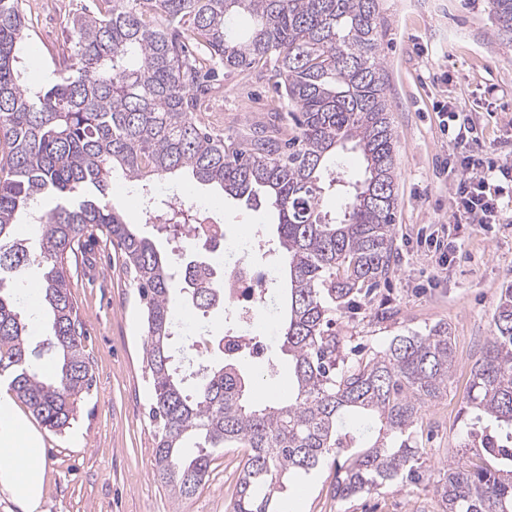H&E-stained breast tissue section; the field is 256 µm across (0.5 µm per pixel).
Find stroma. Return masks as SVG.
Returning <instances> with one entry per match:
<instances>
[{"instance_id": "obj_1", "label": "stroma", "mask_w": 512, "mask_h": 512, "mask_svg": "<svg viewBox=\"0 0 512 512\" xmlns=\"http://www.w3.org/2000/svg\"><path fill=\"white\" fill-rule=\"evenodd\" d=\"M90 0H24L30 27L26 52L48 68L70 39L74 17ZM380 55L396 135L398 209L396 251L388 279L355 309L337 314L345 347L380 349L395 335L427 332L447 324L456 363L448 393L423 408L417 426L425 478L390 484L360 497L334 494L336 466L289 483L288 512H440L435 487L448 461L474 460L463 448L480 422L467 403L471 368L493 331L503 288L512 285V223L452 221V176L443 105L461 103L475 143L497 162L512 164V41L500 34L490 0H381ZM274 63L221 75V90L206 100L214 131L240 135L272 125ZM169 192L209 207L233 239L260 237L263 249L247 260L280 266L276 218L263 203L218 197L215 189L166 178ZM448 245L440 255L436 242ZM70 292L83 330L92 387L70 428L38 426L43 442L46 495L42 512H231L240 457L225 451L205 485L178 498L161 482L153 461L155 425L149 415L151 379L145 369L143 307L130 284L117 245L102 240L68 262ZM181 326L175 346L196 328L235 334L234 315L223 309L201 314L175 304ZM263 355L241 356L240 371L261 402L288 394V358L277 333L265 335Z\"/></svg>"}]
</instances>
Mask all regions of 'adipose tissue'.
<instances>
[{
    "label": "adipose tissue",
    "instance_id": "adipose-tissue-1",
    "mask_svg": "<svg viewBox=\"0 0 512 512\" xmlns=\"http://www.w3.org/2000/svg\"><path fill=\"white\" fill-rule=\"evenodd\" d=\"M45 488V468L40 436L0 397V493L22 506L40 512Z\"/></svg>",
    "mask_w": 512,
    "mask_h": 512
}]
</instances>
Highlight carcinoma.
I'll return each instance as SVG.
<instances>
[{
    "label": "carcinoma",
    "mask_w": 512,
    "mask_h": 512,
    "mask_svg": "<svg viewBox=\"0 0 512 512\" xmlns=\"http://www.w3.org/2000/svg\"><path fill=\"white\" fill-rule=\"evenodd\" d=\"M491 4L512 35V0ZM240 13L253 26L234 37L228 18ZM379 28L380 0H99L73 20L45 89L23 80V0H0V378L46 428L70 427L91 388L67 259L97 228L120 246L145 301L154 466L175 496L196 494L224 448L242 451L232 512H275L291 476L311 474L330 454L341 500L423 479L414 427L447 392L456 362L448 325L396 335L357 359L336 335V312L388 277L395 250V131ZM272 58L278 91L296 108L288 149L257 132L245 141L209 132L196 113L207 73ZM348 144L365 178L345 190L336 216L322 205L336 183L326 162ZM117 169L143 186L186 170L232 198L264 196L288 283L279 326L288 397L254 404L233 363L178 353L175 296L205 313L219 304L216 288L204 274L178 272L116 210ZM45 195L56 205L39 218L37 243L24 244L13 224ZM32 265L42 269L51 320L43 352L30 348V316L17 298ZM493 323L468 395L486 421L478 461L446 464L436 486L442 512H512V288Z\"/></svg>",
    "instance_id": "carcinoma-1"
}]
</instances>
